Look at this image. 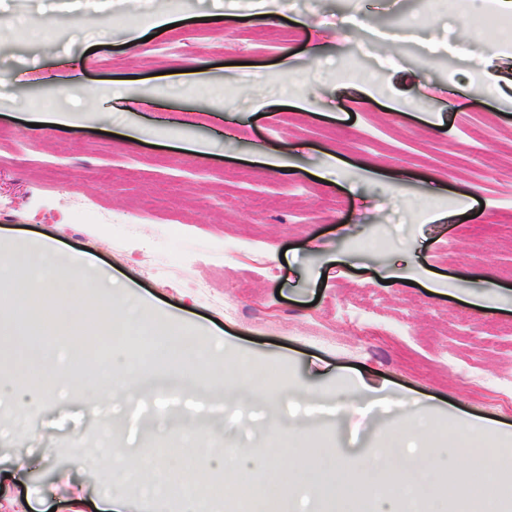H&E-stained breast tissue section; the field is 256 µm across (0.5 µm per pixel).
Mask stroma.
<instances>
[{
  "label": "stroma",
  "instance_id": "1",
  "mask_svg": "<svg viewBox=\"0 0 512 512\" xmlns=\"http://www.w3.org/2000/svg\"><path fill=\"white\" fill-rule=\"evenodd\" d=\"M223 2L237 22L166 30L155 13L189 18L199 0H0V239L58 243L91 284L113 276L179 329L73 360L62 401L35 383L19 393L23 426L0 414V512H112L107 441L176 476L166 512H199L212 486L237 483L227 448L289 492L312 482L304 457L277 450L285 428L331 463L385 447L419 404L439 428H512V99L482 80L512 78V41L479 9L424 0ZM197 60L219 92L174 87ZM79 87L102 104L76 107ZM59 108L72 126L29 127L27 113ZM194 140L209 154L186 155ZM256 146L287 166L248 165ZM490 279L498 309L455 299ZM184 340L215 351L206 385L165 357ZM243 356L281 384L277 401L223 371ZM108 359L138 364L151 395L132 383L112 399Z\"/></svg>",
  "mask_w": 512,
  "mask_h": 512
}]
</instances>
